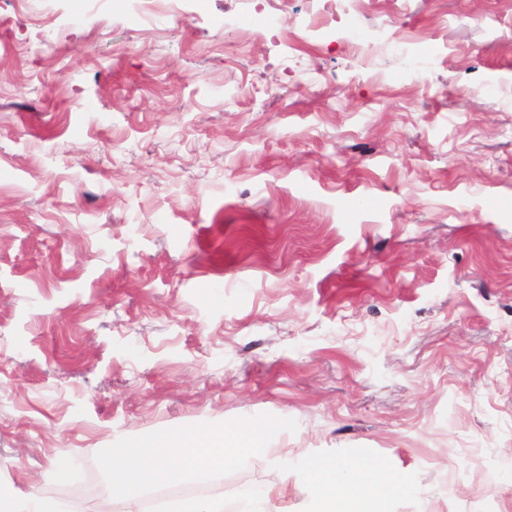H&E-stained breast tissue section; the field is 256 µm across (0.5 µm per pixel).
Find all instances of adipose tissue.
Listing matches in <instances>:
<instances>
[{"label":"adipose tissue","mask_w":512,"mask_h":512,"mask_svg":"<svg viewBox=\"0 0 512 512\" xmlns=\"http://www.w3.org/2000/svg\"><path fill=\"white\" fill-rule=\"evenodd\" d=\"M265 428L243 423L233 429L187 427L124 449L112 494L121 512H142L140 498L152 487L172 488L190 476L208 475L267 447ZM318 497L314 512H387L406 490L404 481L387 476L382 465H356L318 458L308 464Z\"/></svg>","instance_id":"ef3b65f1"}]
</instances>
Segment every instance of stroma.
I'll list each match as a JSON object with an SVG mask.
<instances>
[{
  "label": "stroma",
  "instance_id": "1",
  "mask_svg": "<svg viewBox=\"0 0 512 512\" xmlns=\"http://www.w3.org/2000/svg\"><path fill=\"white\" fill-rule=\"evenodd\" d=\"M84 3L0 0V485L102 512L106 455L253 422L185 496L512 512V0ZM307 469L318 492L310 512H387L386 506L406 490L404 481L388 477L380 464L318 458ZM288 490V482L283 481L279 487L270 488L265 496L261 499H252L251 496L243 493V497L250 500L251 512H282L276 501L280 500Z\"/></svg>",
  "mask_w": 512,
  "mask_h": 512
}]
</instances>
